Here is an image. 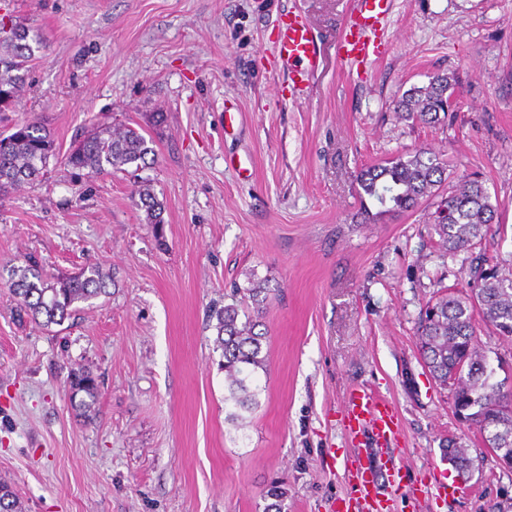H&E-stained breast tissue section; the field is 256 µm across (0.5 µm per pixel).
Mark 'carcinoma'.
Here are the masks:
<instances>
[{"label":"carcinoma","mask_w":512,"mask_h":512,"mask_svg":"<svg viewBox=\"0 0 512 512\" xmlns=\"http://www.w3.org/2000/svg\"><path fill=\"white\" fill-rule=\"evenodd\" d=\"M42 49L40 41L30 38L29 28L8 27L0 21V110L16 105L30 63ZM450 86V76L437 74L427 85L407 90L397 102L396 112L422 124H438L448 112ZM152 152L145 136L133 128L98 126L72 145L63 163L97 177L143 162ZM52 158H56L54 140L43 125L37 121L15 125L12 133L0 137V194L39 180ZM356 181L360 198L372 200L384 213L402 214L415 210L423 198L448 181V165L440 155L419 148L363 167ZM139 199L148 223H164L163 203L147 189L139 191ZM495 221L496 209L486 188L468 176L441 198L429 217L438 247L451 258L499 234ZM469 275L466 294L444 288L426 302L415 328L417 347L435 382L450 390L456 417L475 427L487 447L512 449V403L498 397L499 384L494 382L486 351L476 341L475 328V314L479 313L497 336L512 339V269L506 272L499 262L484 258L470 267ZM114 284L112 274L97 263H88L68 276L52 277L29 262L12 268L8 280L18 321L46 329L74 318L78 304L109 295ZM246 298L253 306L251 314L236 302L215 312V344L224 358L228 392L224 401L235 408L229 415L232 421L258 405L250 377L265 370L267 364L263 354L267 332L258 327L269 288L252 279ZM68 398L79 414L90 416L98 398L92 372L80 369L70 373ZM0 512H21L17 494L5 480H0Z\"/></svg>","instance_id":"cac0c4a2"}]
</instances>
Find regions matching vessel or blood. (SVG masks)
Returning a JSON list of instances; mask_svg holds the SVG:
<instances>
[{
	"mask_svg": "<svg viewBox=\"0 0 512 512\" xmlns=\"http://www.w3.org/2000/svg\"><path fill=\"white\" fill-rule=\"evenodd\" d=\"M393 0H353L338 51L352 61L376 58L380 53L383 26L391 14ZM274 53L280 70L287 72L295 97H302L310 75L319 64L320 50L310 21L296 13L283 14L277 24ZM344 428L351 438L370 436L377 447L393 443L399 416L383 396L368 388L352 390L344 405ZM350 491L341 498L338 512H390L379 491L381 484L400 487L397 468L373 465L361 446H353L345 459Z\"/></svg>",
	"mask_w": 512,
	"mask_h": 512,
	"instance_id": "vessel-or-blood-1",
	"label": "vessel or blood"
}]
</instances>
